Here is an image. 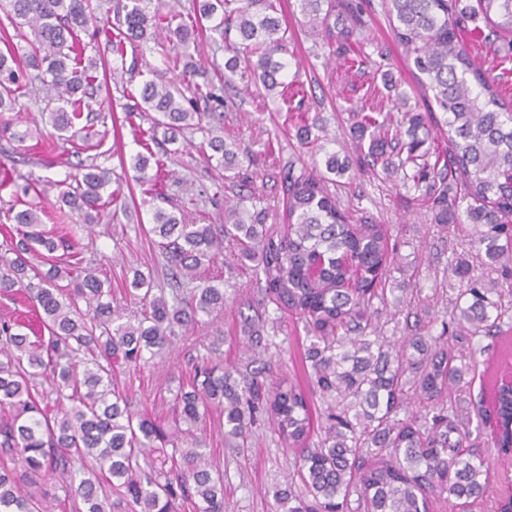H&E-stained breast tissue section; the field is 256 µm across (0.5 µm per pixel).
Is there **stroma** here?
<instances>
[{"label": "stroma", "instance_id": "35a3bbf8", "mask_svg": "<svg viewBox=\"0 0 512 512\" xmlns=\"http://www.w3.org/2000/svg\"><path fill=\"white\" fill-rule=\"evenodd\" d=\"M363 25L357 32L371 58L364 69L367 77L377 78L391 72L401 81L410 100L418 93L405 67L401 50L392 39L388 22L382 12L381 0H363ZM288 25L290 74L298 76L307 89L304 106L319 113L332 137L331 148L344 152L355 141L350 131L347 111L356 98L348 91L343 69L328 60L327 51L317 43L315 36L300 14L294 0L283 5ZM100 96L110 103L113 125L108 128L102 143L108 154L107 167L124 178L122 195L107 205L95 224L93 233L76 237V249L85 262L102 268L111 280L113 291H120L131 281L134 271L150 275L155 287L167 285V269L160 251L148 235L147 228L159 200L144 195L133 177L125 176V166L138 150L131 127L125 119L126 97L116 91L108 75H101ZM243 101L236 119L224 129L226 142L239 144L258 156L257 177L253 190L262 197L270 212L282 208V189L274 175L288 162L300 161L308 167L322 168L324 154L315 145H303L293 131L285 129L278 112V99H262L255 86L242 91ZM276 135L279 144L272 155L264 153L265 134ZM201 134L187 135L179 141L177 151L167 164L178 179L171 185L172 200L183 199L181 182L191 183L195 204L190 213L199 224H220L224 221V204L234 189L223 168L206 163L198 153ZM88 155L76 145L45 144L27 152L16 142L0 134V168L12 176L35 178L40 181L61 180L73 172L76 164ZM346 206L366 212L391 227L397 245L398 261L407 271L416 275L420 286L411 299L412 311L424 313L432 335H440L452 315L455 280L445 279L444 271L460 261H472L475 236L473 225L453 224L441 227L434 224L430 213L413 202L409 193L396 191L390 181L358 172L351 173L339 191ZM214 273L223 283L224 310L206 326L180 335L172 352L153 367L131 372L121 370L115 380L127 385L135 409L149 414L167 430H174L172 419L173 397L188 378L197 356L207 354L213 337H221L219 351L225 362L237 360L247 339L241 335L240 301L242 298L261 300L264 289L250 272L234 265L217 262ZM506 314L502 321L504 334L499 338L477 337L470 346L477 362L473 393H480L481 381L495 372L503 363L512 342L506 337L512 330V293L501 298ZM270 318L281 321L277 332L268 333L260 356L274 371L295 375L300 369L299 355L304 341L303 330L297 329L288 311L267 304ZM207 454L216 458L224 472V500L226 512H276L272 492L275 487L287 485L294 470L293 458L283 451L267 426L254 429L247 452L237 453L225 447L224 431L218 426L208 427L205 433Z\"/></svg>", "mask_w": 512, "mask_h": 512}]
</instances>
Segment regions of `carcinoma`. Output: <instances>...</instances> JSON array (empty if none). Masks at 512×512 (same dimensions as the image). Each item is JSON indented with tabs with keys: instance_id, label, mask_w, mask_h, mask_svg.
I'll use <instances>...</instances> for the list:
<instances>
[{
	"instance_id": "obj_1",
	"label": "carcinoma",
	"mask_w": 512,
	"mask_h": 512,
	"mask_svg": "<svg viewBox=\"0 0 512 512\" xmlns=\"http://www.w3.org/2000/svg\"><path fill=\"white\" fill-rule=\"evenodd\" d=\"M103 2L0 0V32L15 25L33 35L22 54L3 37L0 115L27 111L20 102L26 87L58 103L33 130L12 132L5 123L0 131L18 143L34 132L52 142L93 135L82 120L97 95L98 59L83 56L81 38L92 27L122 64L123 44L152 39L171 45L169 66L187 74L144 82L126 113L150 121L146 129L132 126L146 149L132 158L136 181L156 188L168 177L165 161L149 150L160 133L173 144L205 128L199 150L207 161L235 165L237 151L222 136L234 102L216 95L213 79L229 88L248 73L267 96L288 98V31L277 0H192L164 18L149 13L151 0L112 10ZM382 7L423 109L410 106L388 77L389 111L365 92L349 111L353 154L325 153L323 173L302 162L279 172L286 203L276 225L266 224L255 193L244 191L245 178L222 224H193L181 210L156 208L147 233L159 238L171 296L154 292L137 271L125 292L141 309L129 315L99 271L71 251V239L99 223L112 184L99 155L55 184L58 201L82 223L54 232L39 210L8 208L14 226L3 225L0 296L15 302L24 295L31 316L0 315V512H224V472L207 459L201 435L214 410L227 446L245 451L253 429L267 424L294 457L298 481L273 491L284 512H428L432 500L460 512L512 507L489 499L482 452L488 440L498 455L512 456V389L492 382L474 401L473 357L461 346L498 335L505 312L491 295L512 288V100L494 74L501 52L512 53V0H383ZM297 8L331 57L350 69L363 62L355 38L361 3L297 0ZM469 20L484 23L473 28L486 48L484 66H475L463 37ZM207 32L223 41L237 36L225 47L232 55L224 73L213 79L194 57ZM292 117L300 143H310L318 118L301 100ZM379 169L417 192L434 223L477 230L482 272L459 262L448 273L462 285L450 340L419 327L395 343L378 335L375 302L385 301L396 244L388 225L356 215L332 186L353 170ZM226 241L240 264L255 263L265 293L302 324L309 391L271 368L251 369L253 359L224 364L202 356L175 395L186 428L174 435L132 409L115 388V369L154 363L173 345L175 328L224 311V289L200 270L216 263ZM33 258L47 265L39 287L29 282ZM242 327L255 343L263 340L261 314L245 317ZM312 395L322 403L316 426ZM412 399L421 411L399 417Z\"/></svg>"
}]
</instances>
